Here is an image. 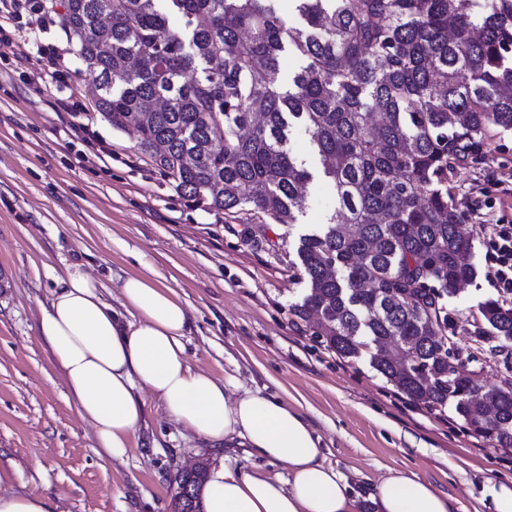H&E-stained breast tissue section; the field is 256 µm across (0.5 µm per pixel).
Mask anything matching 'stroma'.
<instances>
[{"label": "stroma", "instance_id": "obj_1", "mask_svg": "<svg viewBox=\"0 0 512 512\" xmlns=\"http://www.w3.org/2000/svg\"><path fill=\"white\" fill-rule=\"evenodd\" d=\"M34 2L32 11L0 12L10 37L0 43V468L9 473L0 491L51 497L61 512H172L174 478L196 460L288 474L246 449L209 446L149 393L126 454H97L91 424L36 333L57 276L78 263L116 309L126 276L151 274L173 288L191 319L182 338L190 365L266 388L302 412L327 464L349 478L359 512H371L372 486L396 471L450 497L453 512H494L491 488L512 480V448L492 447L452 408L414 405L367 359L325 349L291 315L307 292L300 238L333 213L330 188L311 185L305 215L290 226L189 206L134 132L113 129L89 106L91 80L59 23L64 0ZM44 44L61 57L65 83L39 65ZM69 95L86 103L80 116L64 111ZM485 153L486 163L449 176L476 276L449 297L448 313L457 346L480 368L477 382L490 385L505 371L473 330L480 304L496 295L487 280L491 227L512 221V131L490 129Z\"/></svg>", "mask_w": 512, "mask_h": 512}]
</instances>
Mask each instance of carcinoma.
<instances>
[{"label": "carcinoma", "instance_id": "carcinoma-1", "mask_svg": "<svg viewBox=\"0 0 512 512\" xmlns=\"http://www.w3.org/2000/svg\"><path fill=\"white\" fill-rule=\"evenodd\" d=\"M59 23L81 51L91 100L193 206H249L277 224L307 207L313 174L288 148L310 136L335 211L300 238L308 291L291 315L371 367L412 402L448 405L477 435L512 448V379L491 386L493 417L455 374L448 296L474 276L472 239L448 173L481 163L492 127L512 130V0H67ZM186 19L169 26L168 13ZM300 61L283 87L278 58ZM473 335L512 361V311L479 307ZM206 469L183 472L204 512Z\"/></svg>", "mask_w": 512, "mask_h": 512}]
</instances>
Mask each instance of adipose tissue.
Segmentation results:
<instances>
[{
    "label": "adipose tissue",
    "instance_id": "ef3b65f1",
    "mask_svg": "<svg viewBox=\"0 0 512 512\" xmlns=\"http://www.w3.org/2000/svg\"><path fill=\"white\" fill-rule=\"evenodd\" d=\"M101 289L81 266H67L37 322L100 455L125 454L149 392L205 441H239L288 469L283 480L214 466L201 491L206 512H356L347 478L326 465L321 438L298 409L259 388L231 395L228 385L191 367L182 342L189 313L172 288L148 276L125 277L118 310ZM371 501L374 512H452L447 496L402 471L380 481Z\"/></svg>",
    "mask_w": 512,
    "mask_h": 512
}]
</instances>
